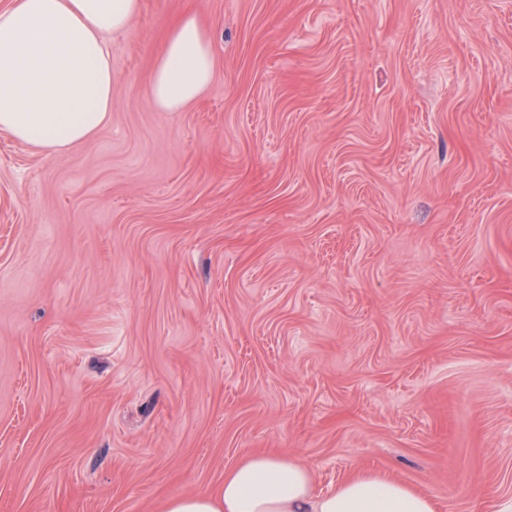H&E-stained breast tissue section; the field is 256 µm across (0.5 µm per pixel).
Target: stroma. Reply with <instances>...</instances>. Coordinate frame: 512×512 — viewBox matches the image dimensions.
<instances>
[{
  "instance_id": "stroma-1",
  "label": "stroma",
  "mask_w": 512,
  "mask_h": 512,
  "mask_svg": "<svg viewBox=\"0 0 512 512\" xmlns=\"http://www.w3.org/2000/svg\"><path fill=\"white\" fill-rule=\"evenodd\" d=\"M216 60L149 103L169 27ZM112 115L0 132V512H156L285 451L512 496V0H142ZM216 67L208 33L196 14L184 16L169 32L156 60L150 102L159 112H179L200 98Z\"/></svg>"
}]
</instances>
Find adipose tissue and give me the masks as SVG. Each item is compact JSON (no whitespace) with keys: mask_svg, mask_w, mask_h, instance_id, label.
Returning a JSON list of instances; mask_svg holds the SVG:
<instances>
[{"mask_svg":"<svg viewBox=\"0 0 512 512\" xmlns=\"http://www.w3.org/2000/svg\"><path fill=\"white\" fill-rule=\"evenodd\" d=\"M140 0H7L0 7V131L53 153L90 139L112 110L105 38L127 30ZM216 67L197 15L169 32L156 60L150 102L178 112L200 98ZM159 512H437L434 499L388 476L359 472L315 492L296 456L253 454L215 488L164 500Z\"/></svg>","mask_w":512,"mask_h":512,"instance_id":"obj_1","label":"adipose tissue"}]
</instances>
